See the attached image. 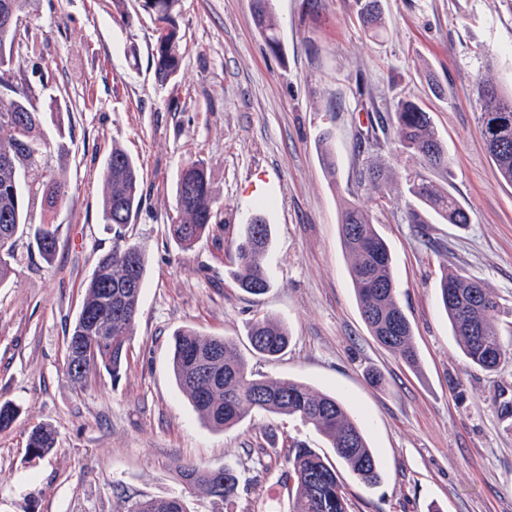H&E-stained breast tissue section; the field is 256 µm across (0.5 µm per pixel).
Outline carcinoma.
Listing matches in <instances>:
<instances>
[{
    "label": "carcinoma",
    "instance_id": "cac0c4a2",
    "mask_svg": "<svg viewBox=\"0 0 512 512\" xmlns=\"http://www.w3.org/2000/svg\"><path fill=\"white\" fill-rule=\"evenodd\" d=\"M178 0H144V9L156 23L157 39L152 64L158 81L175 79L181 67L180 37L174 10ZM356 15L370 36L384 32L382 0H353ZM21 10L22 0H0V66L12 64L19 70L21 58L13 47L29 39L7 23L3 5ZM253 20L265 35L269 48L280 49L278 27L270 0H253ZM481 102L479 129L500 177L512 184V96L505 95L489 79L477 88ZM32 91L0 97V285L13 272L14 237L18 230L33 229L39 254L49 261L58 239L51 224L27 221L25 197L41 196L50 207L68 198L70 185L65 172L33 153L32 147L46 138L43 112ZM394 140L402 150L426 168H448V152L435 131L430 115L416 103L400 100L392 119ZM386 168L371 164L358 171L357 184L383 192ZM105 198L103 221L117 230L133 223L141 205L140 170L123 148L113 146L104 166ZM406 190L426 206L407 210L410 224H428L436 215L448 224H467L469 217L457 200L423 175L406 178ZM218 202L213 194L207 166L202 160L188 163L178 174L176 220L170 225L177 244L188 246L198 240L215 217ZM340 237L352 257L349 275L360 312L370 333L384 348L407 365L418 362L412 326L396 298V281L389 246L372 224L369 214L357 204L347 205L340 220ZM272 241L271 225L261 215L244 225L231 257L232 276L243 291L260 296L271 287L263 259ZM146 271L145 250L138 245L115 244L102 254L82 284L83 301L68 335L84 334V314L112 305V320L101 332L103 339L89 355L66 362V374L82 387L91 371H105L112 380L121 378L128 363L131 336L139 314ZM439 304L453 336L467 361L484 370H495L512 359L500 337V304L485 285L454 273L440 280ZM247 339L253 352L275 359L291 340L288 324L263 314L250 324ZM171 367L177 385L192 402L209 427L227 430L240 424L250 412L296 417L321 435L332 455L302 441L293 442L286 455L288 474L284 483L291 512H350V503L339 479V469L348 470L365 486L381 480V463L374 455L358 419L336 396L317 392L306 384L285 378L253 373L235 341L226 336L204 334L182 328L172 335ZM54 431L34 428L28 451L37 456L55 447ZM180 481L221 501L238 495L240 479L230 468L205 469L191 463L176 466ZM128 512H189L181 495L147 498L134 502Z\"/></svg>",
    "mask_w": 512,
    "mask_h": 512
}]
</instances>
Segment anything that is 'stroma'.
Returning a JSON list of instances; mask_svg holds the SVG:
<instances>
[{"label": "stroma", "mask_w": 512, "mask_h": 512, "mask_svg": "<svg viewBox=\"0 0 512 512\" xmlns=\"http://www.w3.org/2000/svg\"><path fill=\"white\" fill-rule=\"evenodd\" d=\"M386 31L369 37L353 0H272L281 47L272 51L252 0H179L181 69L159 85L151 63L156 26L143 0H25L35 47L22 78L48 73L40 104L60 103L44 129L63 124L69 152L51 157L72 186L51 210L31 202L33 223L57 229L45 263L27 233L15 237V272L0 285V404L18 419L0 432V512H128L144 498L184 496L190 512H288L282 478L288 446L325 440L300 420L252 412L229 431L206 427L170 367L174 331L235 338L257 374L335 394L360 418L382 464L378 485L341 479L351 512H512V361L469 365L441 311L443 269L485 283L512 310V185L501 180L479 132L476 87L512 92V0H383ZM419 103L443 139L449 165L428 176L467 211L459 226L406 223L405 179L417 159L392 135L358 138L370 114L391 120L399 100ZM332 135L335 173L318 138ZM142 175V205L125 242L145 248L147 272L128 366L119 380L65 374V337L82 290L114 233L102 221L103 166L113 145ZM203 160L220 208L188 248L171 237L176 180ZM386 163L384 194L356 187L354 172ZM366 208L388 243L397 298L413 328L418 368L381 347L364 322L339 233L345 203ZM263 213L268 292H243L227 270L243 224ZM287 323L278 360L250 351L259 312ZM56 448L27 450L38 426ZM231 467L230 501L185 489L177 463Z\"/></svg>", "instance_id": "obj_1"}]
</instances>
